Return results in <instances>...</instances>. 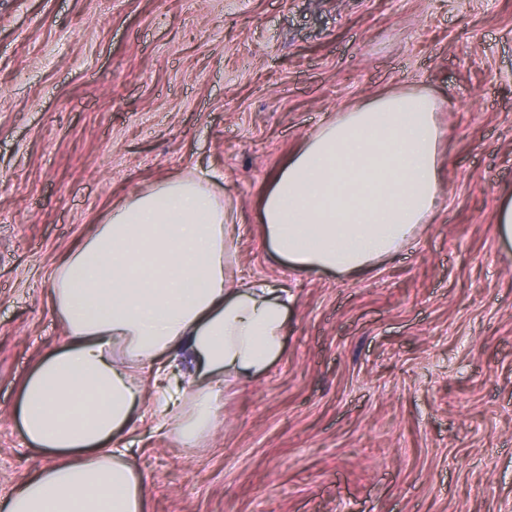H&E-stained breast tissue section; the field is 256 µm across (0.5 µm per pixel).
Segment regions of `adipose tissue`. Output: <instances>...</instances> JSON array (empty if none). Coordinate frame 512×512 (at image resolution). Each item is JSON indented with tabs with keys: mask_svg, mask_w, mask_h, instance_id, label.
Returning a JSON list of instances; mask_svg holds the SVG:
<instances>
[{
	"mask_svg": "<svg viewBox=\"0 0 512 512\" xmlns=\"http://www.w3.org/2000/svg\"><path fill=\"white\" fill-rule=\"evenodd\" d=\"M436 107L401 92L324 122L263 196L270 252L294 268L359 275L411 239L440 199ZM235 241L223 203L185 176L115 207L61 261L50 299L66 334L15 409L27 442L61 460L37 468L0 512H144L146 478L113 438L148 418L195 447L227 381L279 358L288 291L229 279ZM149 388L156 403L144 414Z\"/></svg>",
	"mask_w": 512,
	"mask_h": 512,
	"instance_id": "adipose-tissue-1",
	"label": "adipose tissue"
}]
</instances>
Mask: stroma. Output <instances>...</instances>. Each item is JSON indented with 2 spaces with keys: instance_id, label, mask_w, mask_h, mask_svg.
Here are the masks:
<instances>
[{
  "instance_id": "obj_1",
  "label": "stroma",
  "mask_w": 512,
  "mask_h": 512,
  "mask_svg": "<svg viewBox=\"0 0 512 512\" xmlns=\"http://www.w3.org/2000/svg\"><path fill=\"white\" fill-rule=\"evenodd\" d=\"M431 93L440 205L365 274L275 261L264 186L330 116ZM205 177L284 349L183 448L135 423L145 512H512V0H0V499L48 463L14 415L65 328L50 275L115 206Z\"/></svg>"
}]
</instances>
